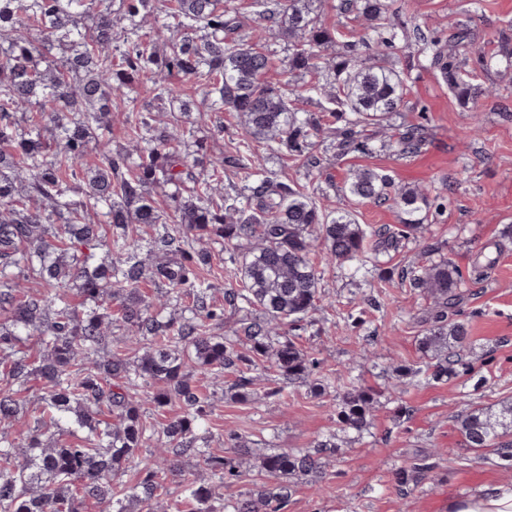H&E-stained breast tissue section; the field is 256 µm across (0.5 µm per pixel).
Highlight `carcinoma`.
Wrapping results in <instances>:
<instances>
[{
  "label": "carcinoma",
  "mask_w": 512,
  "mask_h": 512,
  "mask_svg": "<svg viewBox=\"0 0 512 512\" xmlns=\"http://www.w3.org/2000/svg\"><path fill=\"white\" fill-rule=\"evenodd\" d=\"M312 3L255 0L254 21L270 24L288 40L289 70L314 80V89H320V78H330L328 105L321 111L344 117L343 125L330 128L336 155L363 151L369 129L392 128L394 113L402 110L403 72L382 53L362 57L354 41L333 57L322 54L336 44L337 30L314 13ZM336 9L363 22L377 43L396 47L388 0H339ZM242 25L240 13L221 0H0V312L7 314L0 321V424L18 412L14 385L37 376L47 388L41 428L20 445L0 436V512H81L88 500L102 512H129L128 501L154 512L165 477L181 473L183 457L201 460L213 478L186 482L184 499L194 512H218L215 483L237 481L246 456L273 488L240 494L224 509L281 512L293 494L291 479L320 472L336 447L331 433L311 449L256 453L229 431L230 451L211 453L206 437L195 433L209 403L190 383L185 358L203 377L220 381L232 375L231 387L245 397L254 394L251 373L263 358L272 369L264 396L310 378L314 391L326 390L331 380L313 377L319 361L284 332L300 326L320 300L314 242H320L325 261H355L359 272L370 254L418 241L431 201L416 187L359 169L342 194L362 202L392 200L403 214L397 227L367 229L349 210L327 212L273 176L253 182L244 195L225 191V168L252 164L257 156L209 154L199 141L195 153L182 150L193 138L191 125L164 121L163 104L180 102L187 118L191 109L170 76L204 80L202 105L209 112L236 113L248 148L284 149L309 159L319 130L269 79V51L230 37ZM152 29L174 34L161 47ZM435 63L459 100L479 96L480 87L464 79L465 62L456 54L438 51ZM146 76L156 108L122 113L132 145L114 152L104 135L112 127V96L126 94ZM393 137L401 156L420 147L416 128ZM92 143L98 158L89 166ZM160 185L173 188L171 217L152 200ZM103 224L112 232L101 231ZM130 224L163 225V234L149 243L156 253L152 264L141 258V241L126 233ZM180 234L195 242L214 235L250 244L235 273L238 287L227 294L233 306L258 312L241 322L249 353L239 352L236 340L210 333L211 322L222 315L199 280V267L210 255L200 250L179 260L168 257L166 247ZM407 276L433 299L419 340L428 378L472 375L473 366L463 359L469 326L448 317L463 298V276L444 257ZM143 282L167 288L159 309L141 294ZM173 298L187 301L191 316L176 308L162 316ZM114 324L131 333L140 355L103 352ZM31 340L35 355L26 350ZM137 380L163 383L151 404L177 402L183 415L160 429L148 425L144 402L134 393ZM336 393V424L362 433L370 425L373 393L339 377ZM104 408L113 422L99 419ZM51 426L84 436L75 442L42 439ZM457 428L466 447L489 449L498 466L512 467V399L497 412L470 406ZM151 440L160 445L154 462L134 486L118 488L125 466ZM433 469L429 458H419L397 470L395 480L400 487L416 486Z\"/></svg>",
  "instance_id": "obj_1"
}]
</instances>
